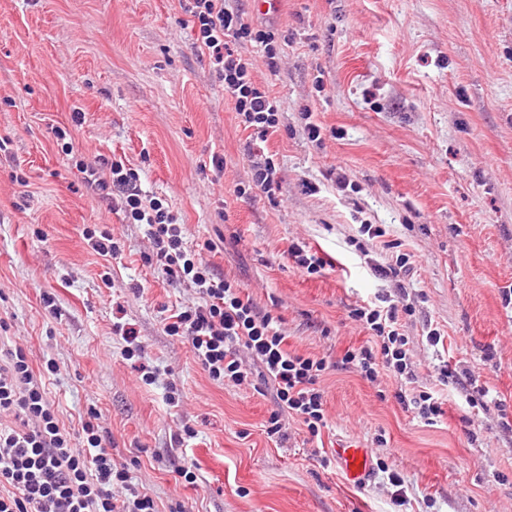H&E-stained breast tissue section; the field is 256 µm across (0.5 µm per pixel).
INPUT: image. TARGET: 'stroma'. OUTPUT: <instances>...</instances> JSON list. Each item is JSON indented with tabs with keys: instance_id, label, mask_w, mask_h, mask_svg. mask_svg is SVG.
Returning <instances> with one entry per match:
<instances>
[{
	"instance_id": "obj_1",
	"label": "stroma",
	"mask_w": 512,
	"mask_h": 512,
	"mask_svg": "<svg viewBox=\"0 0 512 512\" xmlns=\"http://www.w3.org/2000/svg\"><path fill=\"white\" fill-rule=\"evenodd\" d=\"M236 6L280 48L272 71L260 47L238 46L279 104L263 142L179 0H0V347L25 350L65 427L100 413L116 463L159 512H512V433L501 425L512 419V0H280L266 16L253 0ZM262 155L277 169L271 199L251 186ZM115 157L177 213L188 246L217 241L208 263L280 317L290 351L327 360L320 437L288 418L286 439L270 440L272 392L213 381L190 342L165 333L194 290L144 264L143 226L75 166ZM366 223L400 250L361 236ZM90 230L109 231L121 261L106 265ZM294 242L325 268H297ZM400 251L413 268L414 312L401 323L415 389H439L444 360L493 404L450 395L428 426L397 401V378L337 368L369 339L350 309L397 292L370 259ZM119 323L134 328L138 360L124 358ZM430 325L443 351L428 346ZM141 364L157 369L155 384ZM186 425L196 435L184 440ZM341 439L372 448L386 471L349 486L320 463ZM177 465L196 484L176 481ZM390 470L406 480L405 506L392 502Z\"/></svg>"
}]
</instances>
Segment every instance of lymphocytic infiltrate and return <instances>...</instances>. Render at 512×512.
<instances>
[{
    "label": "lymphocytic infiltrate",
    "mask_w": 512,
    "mask_h": 512,
    "mask_svg": "<svg viewBox=\"0 0 512 512\" xmlns=\"http://www.w3.org/2000/svg\"><path fill=\"white\" fill-rule=\"evenodd\" d=\"M197 47L216 66L219 82L235 101L245 128L266 140L278 126L276 101L251 76L252 64L237 44H259L269 69H277L279 46L273 32L252 26L231 0H182ZM112 187L131 223L142 225L150 243L143 259L171 283L194 288L195 303L167 317L168 335L188 339L213 381L268 385L277 405L265 423L268 437L284 438L283 419L298 418L307 433L320 437L327 421L317 383L327 362L289 352L280 317L261 310L241 294L240 285L214 273L199 253L187 247L184 230L167 202L143 194L138 169L111 160ZM410 306L367 302L350 316L370 335V346L346 351L343 367L369 381L381 373L404 383L415 378L409 339L400 331V314ZM0 512H157L154 499L133 483L126 465L116 463L100 433L98 415L89 412L79 437L60 424L23 348L8 350L0 363ZM123 496H116L115 488Z\"/></svg>",
    "instance_id": "1"
}]
</instances>
